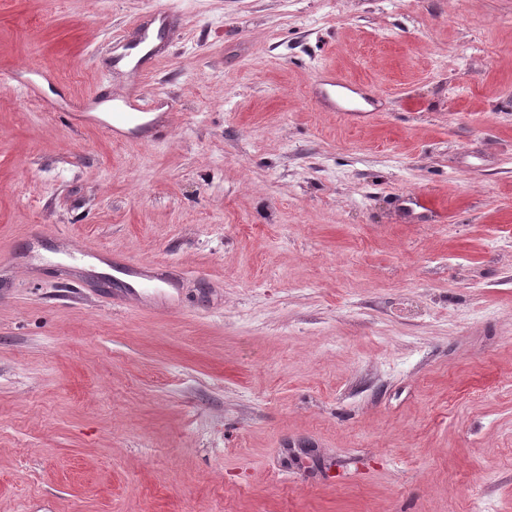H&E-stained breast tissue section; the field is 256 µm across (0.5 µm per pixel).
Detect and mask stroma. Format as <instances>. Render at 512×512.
<instances>
[{"instance_id":"1","label":"stroma","mask_w":512,"mask_h":512,"mask_svg":"<svg viewBox=\"0 0 512 512\" xmlns=\"http://www.w3.org/2000/svg\"><path fill=\"white\" fill-rule=\"evenodd\" d=\"M0 512H512V0H0ZM315 95L326 107L336 110V87L351 93L361 95L356 89V84L336 80V76H328L318 84ZM97 107L98 102L96 98H92L79 101L75 105V111L78 112V116L82 118V120L88 127L101 129L105 131L107 134L113 136V138L127 137L128 134H131L135 130L134 129L128 132L118 130L108 121H105L96 115Z\"/></svg>"}]
</instances>
